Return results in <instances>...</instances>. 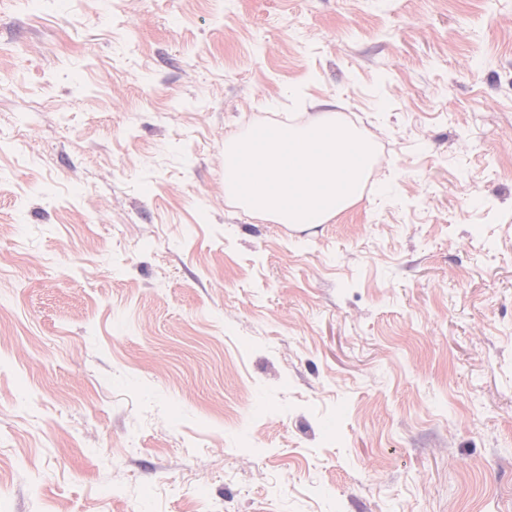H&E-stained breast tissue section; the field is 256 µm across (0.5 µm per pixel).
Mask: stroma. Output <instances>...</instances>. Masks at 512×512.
<instances>
[{
    "label": "stroma",
    "instance_id": "35a3bbf8",
    "mask_svg": "<svg viewBox=\"0 0 512 512\" xmlns=\"http://www.w3.org/2000/svg\"><path fill=\"white\" fill-rule=\"evenodd\" d=\"M319 100L359 203L228 200ZM0 512H512V0H0Z\"/></svg>",
    "mask_w": 512,
    "mask_h": 512
}]
</instances>
